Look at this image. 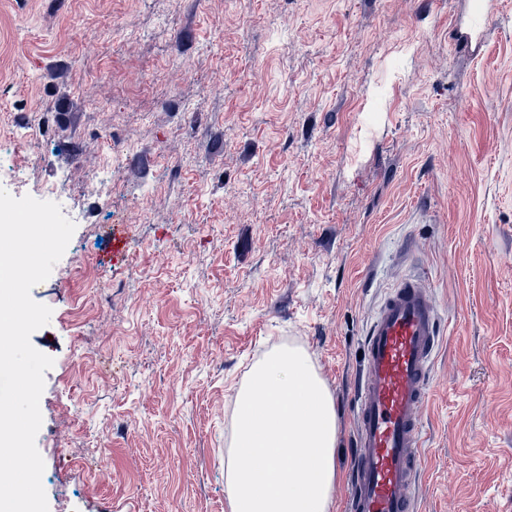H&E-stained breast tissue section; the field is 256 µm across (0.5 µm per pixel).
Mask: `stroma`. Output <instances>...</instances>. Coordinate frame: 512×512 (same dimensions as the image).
<instances>
[{
	"label": "stroma",
	"mask_w": 512,
	"mask_h": 512,
	"mask_svg": "<svg viewBox=\"0 0 512 512\" xmlns=\"http://www.w3.org/2000/svg\"><path fill=\"white\" fill-rule=\"evenodd\" d=\"M0 187L76 225L31 290L48 512H229L236 394L289 346L342 512L405 276L445 336L420 512H512V0H0Z\"/></svg>",
	"instance_id": "stroma-1"
}]
</instances>
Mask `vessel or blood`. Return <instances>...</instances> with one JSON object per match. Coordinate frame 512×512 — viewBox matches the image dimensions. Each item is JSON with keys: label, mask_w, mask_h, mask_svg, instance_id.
Returning a JSON list of instances; mask_svg holds the SVG:
<instances>
[{"label": "vessel or blood", "mask_w": 512, "mask_h": 512, "mask_svg": "<svg viewBox=\"0 0 512 512\" xmlns=\"http://www.w3.org/2000/svg\"><path fill=\"white\" fill-rule=\"evenodd\" d=\"M442 334L427 285L407 278L388 289L362 342L343 512H416L425 468L421 409Z\"/></svg>", "instance_id": "1"}]
</instances>
